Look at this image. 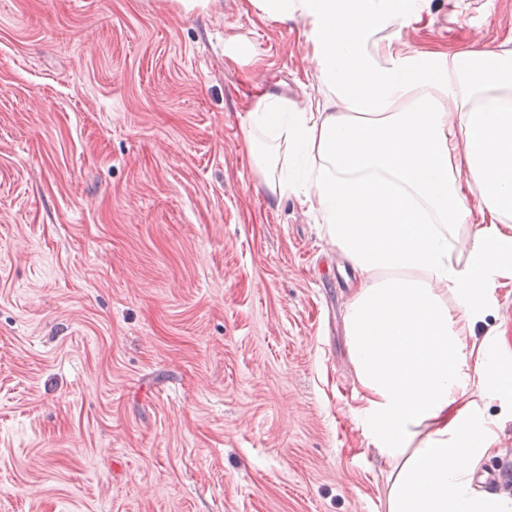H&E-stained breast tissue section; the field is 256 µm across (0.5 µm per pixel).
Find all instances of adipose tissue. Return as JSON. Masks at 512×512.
Instances as JSON below:
<instances>
[{
  "label": "adipose tissue",
  "instance_id": "ef3b65f1",
  "mask_svg": "<svg viewBox=\"0 0 512 512\" xmlns=\"http://www.w3.org/2000/svg\"><path fill=\"white\" fill-rule=\"evenodd\" d=\"M424 0H250L308 22L316 103L262 94L244 146L274 200L300 193L357 271L348 358L388 468L387 512H512L475 476L512 396V343L477 336L512 274V49L383 41ZM480 223H472V215Z\"/></svg>",
  "mask_w": 512,
  "mask_h": 512
}]
</instances>
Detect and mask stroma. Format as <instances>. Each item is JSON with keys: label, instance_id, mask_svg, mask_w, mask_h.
<instances>
[{"label": "stroma", "instance_id": "1", "mask_svg": "<svg viewBox=\"0 0 512 512\" xmlns=\"http://www.w3.org/2000/svg\"><path fill=\"white\" fill-rule=\"evenodd\" d=\"M308 30L248 0H0V512H386L356 273L243 143L255 97L318 99ZM398 43L512 48V0H428ZM503 421L478 474L512 494Z\"/></svg>", "mask_w": 512, "mask_h": 512}]
</instances>
